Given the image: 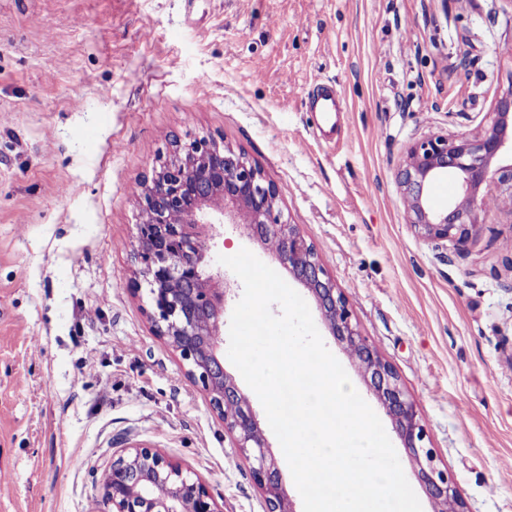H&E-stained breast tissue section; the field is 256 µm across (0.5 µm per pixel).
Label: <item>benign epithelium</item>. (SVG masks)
<instances>
[{"mask_svg":"<svg viewBox=\"0 0 512 512\" xmlns=\"http://www.w3.org/2000/svg\"><path fill=\"white\" fill-rule=\"evenodd\" d=\"M456 175L459 192L437 209L429 188L441 175ZM406 200L407 224L426 243L446 241L463 253L478 235L479 215L494 208L512 212V82L496 103L490 123L475 135L433 133L412 142L396 170ZM141 221L134 244L138 275L146 284L155 335L187 363V376L201 386L252 463L266 512H295L281 482L280 460L267 451L264 433L220 354L224 274L213 269L200 240L203 224L230 222L250 239L276 245L279 260L315 301L332 335L359 363L383 405L435 512H466L452 477L435 464L433 448L414 400L374 342L362 335L335 280L297 225L283 216L279 193L262 167L244 153L209 137L177 142L174 156L138 183ZM112 512H222L201 478L156 448H122L100 482Z\"/></svg>","mask_w":512,"mask_h":512,"instance_id":"7a95c632","label":"benign epithelium"}]
</instances>
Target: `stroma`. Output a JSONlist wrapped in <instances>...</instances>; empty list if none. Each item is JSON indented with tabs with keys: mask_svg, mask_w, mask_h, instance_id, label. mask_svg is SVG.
Masks as SVG:
<instances>
[{
	"mask_svg": "<svg viewBox=\"0 0 512 512\" xmlns=\"http://www.w3.org/2000/svg\"><path fill=\"white\" fill-rule=\"evenodd\" d=\"M512 81V0H0V512H111L116 451L156 448L221 512H265L251 463L152 330L136 183L172 138L258 162L415 401L466 512H512V217L466 253L406 222L396 168L431 133L479 132ZM345 110L335 141L315 84ZM210 261L272 250L231 224ZM327 349L435 506L319 310ZM313 112L322 113L323 135L332 138L336 135V115L344 112L342 99L335 90L322 83L315 85V93L310 101Z\"/></svg>",
	"mask_w": 512,
	"mask_h": 512,
	"instance_id": "obj_1",
	"label": "stroma"
}]
</instances>
